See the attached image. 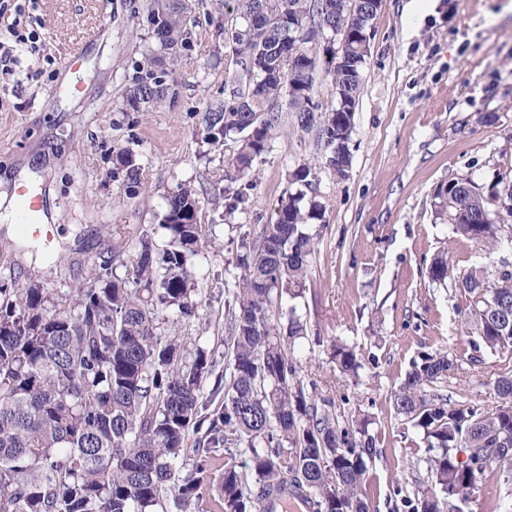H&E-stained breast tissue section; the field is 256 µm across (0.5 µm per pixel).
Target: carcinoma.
I'll list each match as a JSON object with an SVG mask.
<instances>
[{"label": "carcinoma", "instance_id": "cac0c4a2", "mask_svg": "<svg viewBox=\"0 0 512 512\" xmlns=\"http://www.w3.org/2000/svg\"><path fill=\"white\" fill-rule=\"evenodd\" d=\"M185 0H150L148 22L160 49L183 40ZM244 23L224 28V42L241 59V91L207 104L200 142L230 146L227 185L214 197L223 217L254 206L251 172L281 129L316 132L326 165L346 174L363 70L371 53L361 37L367 15L336 0H235ZM322 44L348 37L349 63L320 61L309 41L289 36L288 20ZM166 57L151 54L123 91L135 112L176 97ZM346 111L314 102L320 80ZM128 188L141 184L134 151L116 155ZM313 168L288 173L295 189L282 197L275 220L246 233L236 254L233 287L225 291L227 362L216 372L211 352L181 330L200 319L193 259L208 240L197 191L186 184L165 197L159 224L112 243V260L92 263L90 284L54 297L35 282L0 278V512H164L171 491L185 505L202 502L203 462L224 449L218 486L222 512H267L277 497L308 500L310 512H368L363 495L375 438L369 419L342 427L333 401L304 385L294 350L306 323L288 300L302 296L315 252L310 225L325 209L308 197ZM436 209L457 236L493 252L512 224V183L489 186L452 179L434 193ZM498 202L493 213L488 204ZM124 268L118 273L117 268ZM428 278L451 277L448 254L433 258ZM469 297L473 334L492 352L512 349V269L489 278L472 267L457 275ZM169 322L166 334L160 325ZM340 377L357 379V350L341 339L331 348ZM453 362L422 353L393 395L404 423L421 431L431 486L411 512L454 509L489 474L512 482V371L494 379L496 403H452L433 391ZM214 380L204 391L208 380ZM246 446L249 471L233 449Z\"/></svg>", "mask_w": 512, "mask_h": 512}]
</instances>
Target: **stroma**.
Instances as JSON below:
<instances>
[{
	"mask_svg": "<svg viewBox=\"0 0 512 512\" xmlns=\"http://www.w3.org/2000/svg\"><path fill=\"white\" fill-rule=\"evenodd\" d=\"M507 0H437L416 14L413 0H382L371 22V55L363 71L350 142L351 165L336 177L315 133L284 123L254 164L255 204L223 218L213 198L224 186L229 150L201 153L196 134L210 99L239 87L241 63L219 35L235 17L222 0H189L186 42L176 53L174 103L133 112L122 91L154 40L146 23L149 0H37L23 20L36 41L18 55L13 73L0 72V197L10 196L22 169L53 211L51 254L37 239L0 231V277L35 281L51 293L87 285L92 263L112 258L115 230L157 224L164 197L194 187L199 219L211 246L197 257L201 339L225 364L224 284L233 278L241 237L275 218L288 192V172L316 169L313 194L325 207L313 224L318 245L307 295L297 298L307 338L294 350L306 380L335 402L341 426L371 416L377 456L368 463L369 512H408L428 486L420 435L396 417L390 395L423 351L447 353L453 367L441 392L454 403L491 405L493 380L512 370V351L474 356L454 280L432 282L427 268L447 251L454 270L512 269V243L484 254L453 234L435 210L434 192L450 179L489 186L512 180V15L491 21ZM83 46L74 70L76 93L59 89L68 50ZM132 148L144 184L129 197L113 159ZM360 353L356 383L340 385L329 354L334 338ZM512 484L485 478L460 512H503Z\"/></svg>",
	"mask_w": 512,
	"mask_h": 512,
	"instance_id": "obj_1",
	"label": "stroma"
}]
</instances>
